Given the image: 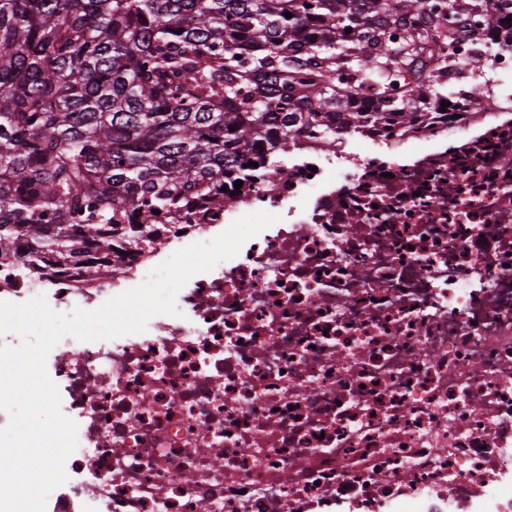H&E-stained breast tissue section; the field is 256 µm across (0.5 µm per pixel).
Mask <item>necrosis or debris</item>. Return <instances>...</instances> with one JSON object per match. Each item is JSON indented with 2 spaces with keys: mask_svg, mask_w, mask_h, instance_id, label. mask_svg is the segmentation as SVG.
I'll list each match as a JSON object with an SVG mask.
<instances>
[{
  "mask_svg": "<svg viewBox=\"0 0 512 512\" xmlns=\"http://www.w3.org/2000/svg\"><path fill=\"white\" fill-rule=\"evenodd\" d=\"M472 100L288 140V172L210 224L72 278L0 267V300L93 310L167 252L239 217L279 222L193 276L178 316L111 340L62 338L46 367L78 425L46 512H512V6Z\"/></svg>",
  "mask_w": 512,
  "mask_h": 512,
  "instance_id": "4bbe7bcc",
  "label": "necrosis or debris"
}]
</instances>
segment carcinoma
I'll use <instances>...</instances> for the list:
<instances>
[{
  "instance_id": "obj_1",
  "label": "carcinoma",
  "mask_w": 512,
  "mask_h": 512,
  "mask_svg": "<svg viewBox=\"0 0 512 512\" xmlns=\"http://www.w3.org/2000/svg\"><path fill=\"white\" fill-rule=\"evenodd\" d=\"M487 2L0 0V265L64 275L93 245L112 260L124 224L146 249L159 224L207 223L247 163L284 173L292 133L352 126L349 74L380 87L372 121H412L446 93L421 44Z\"/></svg>"
}]
</instances>
